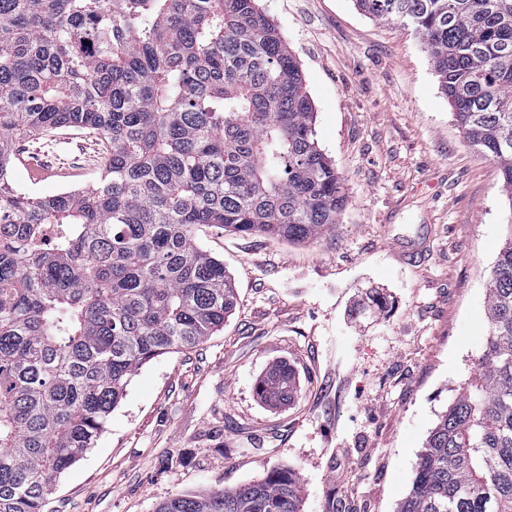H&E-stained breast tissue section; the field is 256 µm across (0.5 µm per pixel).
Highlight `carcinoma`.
I'll return each mask as SVG.
<instances>
[{"instance_id": "1", "label": "carcinoma", "mask_w": 512, "mask_h": 512, "mask_svg": "<svg viewBox=\"0 0 512 512\" xmlns=\"http://www.w3.org/2000/svg\"><path fill=\"white\" fill-rule=\"evenodd\" d=\"M426 46L467 142L512 207V0H356ZM302 72L256 0H0V512H44L134 373L224 327L236 287L200 225L304 242L339 223ZM59 127L99 173L18 189L17 143ZM478 373L417 455L397 512H512V229L491 270ZM273 364L258 392L295 398ZM293 465L156 512H301Z\"/></svg>"}]
</instances>
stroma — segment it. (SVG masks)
Here are the masks:
<instances>
[{
    "label": "stroma",
    "instance_id": "stroma-1",
    "mask_svg": "<svg viewBox=\"0 0 512 512\" xmlns=\"http://www.w3.org/2000/svg\"><path fill=\"white\" fill-rule=\"evenodd\" d=\"M299 62L316 138L347 187L340 221L309 243L197 231L238 302L203 344L132 377L105 431L57 478L45 512H155L177 494L232 489L294 465L302 512H397L417 454L475 376L489 275L512 223L497 164L471 147L420 39L355 0H257ZM72 176L32 177L52 195L99 172L97 135L73 132ZM389 307L360 314L370 291ZM287 363L294 401L257 385Z\"/></svg>",
    "mask_w": 512,
    "mask_h": 512
}]
</instances>
